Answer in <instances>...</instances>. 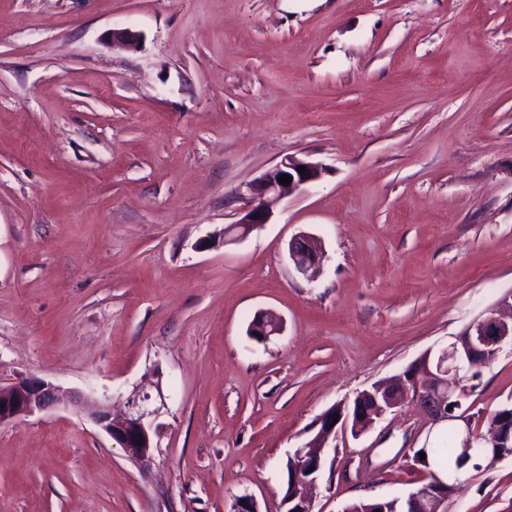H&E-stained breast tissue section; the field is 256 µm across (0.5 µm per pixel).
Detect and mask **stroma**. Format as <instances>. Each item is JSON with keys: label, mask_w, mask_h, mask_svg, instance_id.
<instances>
[{"label": "stroma", "mask_w": 512, "mask_h": 512, "mask_svg": "<svg viewBox=\"0 0 512 512\" xmlns=\"http://www.w3.org/2000/svg\"><path fill=\"white\" fill-rule=\"evenodd\" d=\"M0 0V384L121 411L162 390L148 467L87 418L0 425V512H284L283 465L331 406L512 290V0ZM142 32L136 52L111 29ZM287 156L321 178L222 243ZM318 236L316 279L287 244ZM283 321L264 343L256 313ZM512 398V351L468 402ZM403 406L341 432L314 512L417 490ZM512 458L447 512H502Z\"/></svg>", "instance_id": "1"}]
</instances>
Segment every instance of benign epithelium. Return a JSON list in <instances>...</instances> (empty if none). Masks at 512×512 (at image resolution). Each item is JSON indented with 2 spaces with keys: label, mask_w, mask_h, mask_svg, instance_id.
Listing matches in <instances>:
<instances>
[{
  "label": "benign epithelium",
  "mask_w": 512,
  "mask_h": 512,
  "mask_svg": "<svg viewBox=\"0 0 512 512\" xmlns=\"http://www.w3.org/2000/svg\"><path fill=\"white\" fill-rule=\"evenodd\" d=\"M112 44L129 51L141 48L143 35L135 30L114 29L108 33ZM305 167V174L299 167ZM322 165L295 156L285 157L263 172L247 186L252 208L224 226V242L247 238L267 223L282 200L294 191L318 180ZM288 175L292 181L283 185L279 179ZM288 256L295 269L306 277L315 275L324 259V244L314 234L301 232L287 245ZM282 322L261 312L248 329L249 336L266 342L280 334ZM507 347L512 348V292L501 296L496 304L472 320L455 340L422 356V363H412L401 374L380 381L358 392L353 400L343 401L328 409L312 427L314 435L287 456L290 490L284 492L285 512H313V489L321 478L328 455V441L336 435L337 425L358 438L362 426L372 427L395 409L411 404L435 423L454 422L464 435L463 452L472 448L469 419L456 412L458 389L477 368L491 364ZM63 406L85 413L101 431L123 448L126 456L143 466L151 461L153 421L165 408L162 391L153 396L133 390L120 416L112 414L109 405L91 401L77 391L39 377L20 378L8 385L0 384V425L18 423L38 413ZM141 444H136V441ZM453 485L440 482L428 495L433 505L430 512H447L448 494ZM230 512H260L256 496L248 491L234 498Z\"/></svg>",
  "instance_id": "1"
}]
</instances>
